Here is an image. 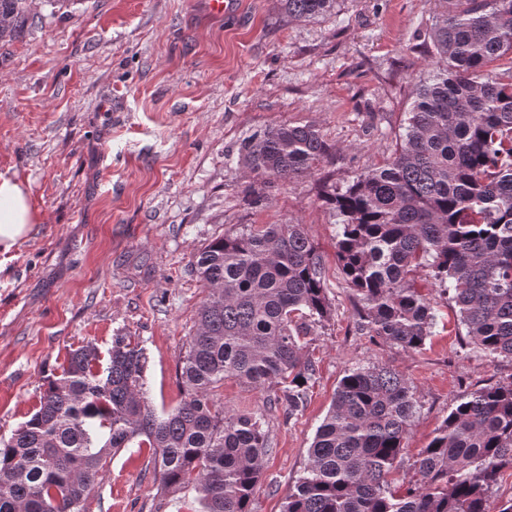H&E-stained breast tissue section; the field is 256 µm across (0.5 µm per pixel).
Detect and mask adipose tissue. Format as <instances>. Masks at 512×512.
Here are the masks:
<instances>
[{
    "label": "adipose tissue",
    "mask_w": 512,
    "mask_h": 512,
    "mask_svg": "<svg viewBox=\"0 0 512 512\" xmlns=\"http://www.w3.org/2000/svg\"><path fill=\"white\" fill-rule=\"evenodd\" d=\"M37 221L23 183L0 173V250L10 251L24 241Z\"/></svg>",
    "instance_id": "obj_1"
}]
</instances>
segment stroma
I'll return each mask as SVG.
<instances>
[{
	"instance_id": "stroma-1",
	"label": "stroma",
	"mask_w": 512,
	"mask_h": 512,
	"mask_svg": "<svg viewBox=\"0 0 512 512\" xmlns=\"http://www.w3.org/2000/svg\"><path fill=\"white\" fill-rule=\"evenodd\" d=\"M433 0H336L289 20L281 0H237L215 18L202 0H31L16 38L0 41V172L26 186L39 222L0 252V435L35 412L43 377L85 343L116 335L144 348L155 410L181 398L177 363L206 296L193 254L244 224L304 225L322 255L332 313L307 353L316 373L294 414L271 388L226 380L217 406L263 415L272 440L252 512H283L349 370L387 366L417 413L394 484L472 392L512 376L468 344L457 308L427 268L411 279L437 320L406 351L358 328L359 301L336 262L340 219L323 201L388 162L420 81L441 68L421 43ZM287 123L315 126L336 149L314 174L254 186L241 140ZM257 196H249L250 187ZM196 493L164 496L148 452L104 466L87 512H189Z\"/></svg>"
}]
</instances>
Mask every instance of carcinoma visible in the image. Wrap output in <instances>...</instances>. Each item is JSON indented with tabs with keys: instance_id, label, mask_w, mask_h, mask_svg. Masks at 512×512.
<instances>
[{
	"instance_id": "carcinoma-1",
	"label": "carcinoma",
	"mask_w": 512,
	"mask_h": 512,
	"mask_svg": "<svg viewBox=\"0 0 512 512\" xmlns=\"http://www.w3.org/2000/svg\"><path fill=\"white\" fill-rule=\"evenodd\" d=\"M288 18L326 14L335 0H282ZM428 52L445 68L418 85L391 162L326 202L341 219L336 258L361 303L360 330L407 351L431 335L430 300L407 281L431 269L458 307L470 344L512 359V0H439ZM29 0H0V40L25 26ZM333 154L312 125L279 124L245 137L239 161L266 185L311 175ZM208 293L178 364L183 398L156 412L147 357L126 336L107 355L92 342L44 379L39 405L0 436V512H86L113 453L147 448L161 489L191 487L199 512H251L272 452L262 418L216 408L226 379L276 387L304 408L314 362L307 337L331 314L323 258L302 224H244L191 261ZM416 414L408 381L387 366L340 381L308 465L283 512H490L512 469V377L481 388L445 418L415 461L416 480L388 482Z\"/></svg>"
}]
</instances>
